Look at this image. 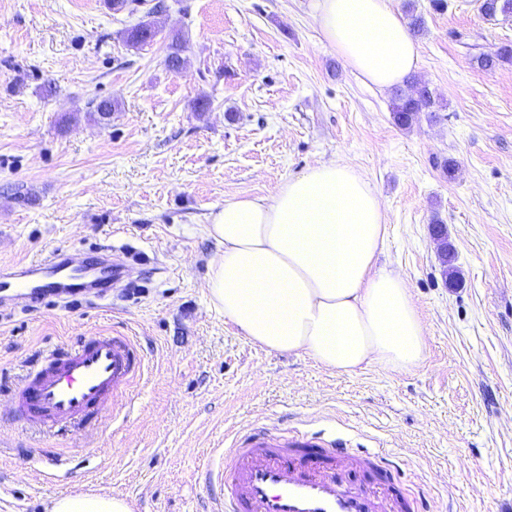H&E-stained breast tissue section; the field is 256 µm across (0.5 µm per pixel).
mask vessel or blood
<instances>
[{
	"mask_svg": "<svg viewBox=\"0 0 512 512\" xmlns=\"http://www.w3.org/2000/svg\"><path fill=\"white\" fill-rule=\"evenodd\" d=\"M126 259L122 251L93 256L100 288L124 281ZM35 267L41 278L8 273L12 288L27 300L87 290L80 264L63 252ZM143 367L139 345L128 336L102 333L74 346L57 345L16 385V414L48 432L87 430L133 386ZM209 454L220 464L203 466L201 478L224 488L211 512H423L421 499L403 494L395 479L398 465L380 448H340L320 432L288 437L245 429Z\"/></svg>",
	"mask_w": 512,
	"mask_h": 512,
	"instance_id": "obj_1",
	"label": "vessel or blood"
}]
</instances>
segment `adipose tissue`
I'll return each mask as SVG.
<instances>
[{"mask_svg":"<svg viewBox=\"0 0 512 512\" xmlns=\"http://www.w3.org/2000/svg\"><path fill=\"white\" fill-rule=\"evenodd\" d=\"M314 20L368 85H402L418 67L420 46L391 0H314ZM207 233L220 248L207 275L211 301L251 341L344 373L424 363L409 283L377 264L383 203L350 166L320 162L270 197L225 202Z\"/></svg>","mask_w":512,"mask_h":512,"instance_id":"obj_1","label":"adipose tissue"}]
</instances>
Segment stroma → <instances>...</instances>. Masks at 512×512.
<instances>
[{
	"instance_id": "1",
	"label": "stroma",
	"mask_w": 512,
	"mask_h": 512,
	"mask_svg": "<svg viewBox=\"0 0 512 512\" xmlns=\"http://www.w3.org/2000/svg\"><path fill=\"white\" fill-rule=\"evenodd\" d=\"M163 1L155 14L156 0L118 13L108 0H0V268L57 249L143 258L127 294L0 303V512H47L65 494L209 512L220 490L199 469L242 427L385 449L427 512H512V63L477 62L512 45V18L486 19L476 0L441 11L392 0L425 21L414 76L437 103L402 128L393 90L365 84L327 46L313 0ZM145 19L158 35L131 47L127 31ZM178 33L175 73L164 58ZM320 162L351 166L382 200L379 262L407 279L427 330L416 369L347 374L270 352L210 301V213ZM101 330L145 353L118 413L92 435L13 419L9 391L37 355ZM47 452L75 470L48 479Z\"/></svg>"
}]
</instances>
